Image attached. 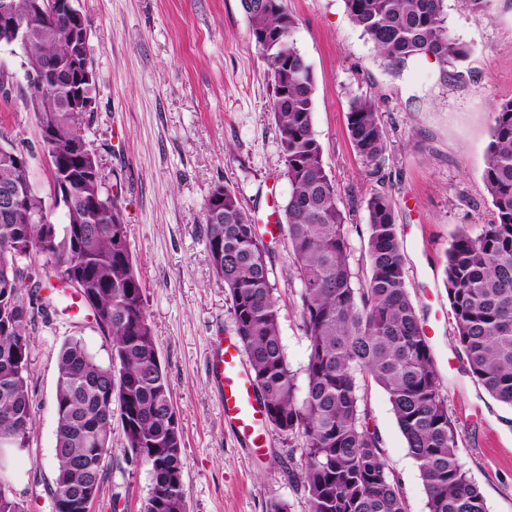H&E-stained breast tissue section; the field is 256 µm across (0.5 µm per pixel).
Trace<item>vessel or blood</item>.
<instances>
[{
    "label": "vessel or blood",
    "mask_w": 512,
    "mask_h": 512,
    "mask_svg": "<svg viewBox=\"0 0 512 512\" xmlns=\"http://www.w3.org/2000/svg\"><path fill=\"white\" fill-rule=\"evenodd\" d=\"M211 370L218 378L224 417L252 450L265 445L266 412L259 401L253 379L244 367L235 343H227L211 358Z\"/></svg>",
    "instance_id": "obj_1"
}]
</instances>
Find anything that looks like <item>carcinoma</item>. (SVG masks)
<instances>
[{
  "mask_svg": "<svg viewBox=\"0 0 512 512\" xmlns=\"http://www.w3.org/2000/svg\"><path fill=\"white\" fill-rule=\"evenodd\" d=\"M25 25L22 38L0 25V43L17 45L26 68L41 77L29 85L38 101L39 129L51 128L48 156L60 186L63 231L44 223L51 209L34 190L25 154L0 129V196L17 188L21 200L0 211V469L27 447L33 433L28 378L29 329L43 308L39 292L78 277L83 302L111 341L101 365L82 339L60 350L53 489L55 512H92L112 451V402L131 459L149 466L151 487L142 512H187L183 436L162 367L143 281L127 242L121 206L90 176L96 162L68 156L85 140L67 108L94 101L96 83L80 80L69 16L43 0H8ZM444 0H344L356 27L394 75L429 58L463 63L471 47L452 35ZM251 36L271 81L273 112L290 193L277 224L286 240L289 278L300 281V329L308 342L306 383L297 390L280 335L270 281L269 248L235 191L214 186L203 205L211 267L228 291L236 336L263 403L281 438L303 443L296 483L308 512H407L391 478L382 443L370 425L359 381L389 398L407 448L418 463L428 512H486L482 493L458 458V427L448 413L429 338L405 281L396 204L376 190L365 198L368 271L354 286L347 215L327 173L312 128L315 81L294 42V17L283 0H242ZM491 139L483 182L493 219L473 237L459 233L445 255L444 284L467 372L495 400L512 407V98L491 109ZM347 132L356 153L381 173L388 149L375 102L350 101ZM44 259L33 280L32 264Z\"/></svg>",
  "mask_w": 512,
  "mask_h": 512,
  "instance_id": "1",
  "label": "carcinoma"
}]
</instances>
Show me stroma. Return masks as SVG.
Here are the masks:
<instances>
[{
    "label": "stroma",
    "instance_id": "stroma-1",
    "mask_svg": "<svg viewBox=\"0 0 512 512\" xmlns=\"http://www.w3.org/2000/svg\"><path fill=\"white\" fill-rule=\"evenodd\" d=\"M294 39L315 80L312 125L323 161L348 212L350 263L368 268L361 200L385 188L396 203L406 283L432 346L448 413L459 431V459L480 488L488 512H512V407L468 374L454 337L444 286L445 253L462 231L479 234L492 218L482 180L494 101L512 98V0L482 10L472 0H445L448 27L472 48L463 78L440 81L435 60L395 77L347 15L344 0H285ZM88 23L97 74L96 110L84 134L98 151L108 187L124 214L127 240L145 288L159 356L183 432L188 512H265L270 500L307 512L306 495L288 477L302 444L266 426V444L249 450L225 421L210 369L216 348L235 341L230 301L207 252L203 203L218 184L234 190L255 217L278 213L290 185L284 174L272 88L250 37L241 0H78ZM24 58L0 45V67L18 76L0 94V126L31 156L34 191L51 200L53 181L40 131L26 107ZM356 96L371 97L386 130L384 184L353 150L346 115ZM270 279L280 307V334L297 387H304L308 342L298 316L301 284L288 278L283 241L271 245ZM80 337L102 364L111 346L89 309L64 289L30 332L29 391L35 420L30 445L0 473V488L25 512H52L59 349ZM387 470L407 512H427L418 465L386 393L362 386ZM147 466L112 429L110 468L93 512H138L150 488Z\"/></svg>",
    "mask_w": 512,
    "mask_h": 512
}]
</instances>
